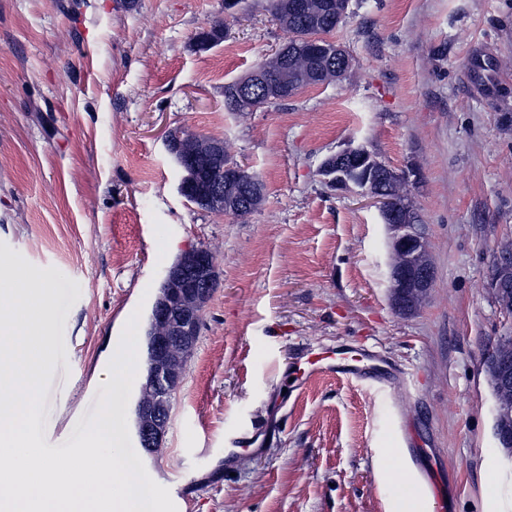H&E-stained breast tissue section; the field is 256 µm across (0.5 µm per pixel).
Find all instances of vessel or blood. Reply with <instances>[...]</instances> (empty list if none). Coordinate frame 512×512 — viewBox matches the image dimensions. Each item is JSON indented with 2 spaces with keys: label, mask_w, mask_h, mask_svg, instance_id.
I'll use <instances>...</instances> for the list:
<instances>
[{
  "label": "vessel or blood",
  "mask_w": 512,
  "mask_h": 512,
  "mask_svg": "<svg viewBox=\"0 0 512 512\" xmlns=\"http://www.w3.org/2000/svg\"><path fill=\"white\" fill-rule=\"evenodd\" d=\"M336 374L349 376L384 392L389 391L399 378L395 365L370 350L346 347L318 353L306 350L298 354L288 370V388L293 391L320 376ZM397 434L399 451L406 458L413 479L428 491L433 512H446L448 491L445 484L421 456L412 433L401 425ZM274 435L275 429L269 425L237 434L227 440L224 457L232 459L241 449L260 450Z\"/></svg>",
  "instance_id": "b4317fda"
}]
</instances>
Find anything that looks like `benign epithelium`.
<instances>
[{
  "instance_id": "obj_1",
  "label": "benign epithelium",
  "mask_w": 512,
  "mask_h": 512,
  "mask_svg": "<svg viewBox=\"0 0 512 512\" xmlns=\"http://www.w3.org/2000/svg\"><path fill=\"white\" fill-rule=\"evenodd\" d=\"M336 2L326 0L321 14L313 15L309 0H288V14L308 20L311 26L325 29L336 26ZM298 50L289 41L280 49V76L270 82L262 69L256 68L236 80L237 105L251 101L257 90L267 101L285 100L295 95L296 84L288 57ZM330 68L340 73L351 66L349 53L334 45L328 53ZM170 154L180 153L178 162L195 168L200 179L197 187L215 213H224V198L238 203V210L254 208L253 196L244 193L246 179L241 168L224 167V182L210 179L223 160V143L211 142L183 127L172 129L165 139ZM336 161V186L349 187L346 175L368 161L361 149H346L332 156ZM374 171L359 181L361 195L379 206L384 223L393 229L392 249L395 263L390 272L389 294L396 311L403 315L415 312L433 287L435 276L427 244L415 224L407 203L389 193L383 184L395 172L389 166L373 161ZM491 288L504 311L512 309V250L495 253L492 262ZM162 293L155 301L151 315L153 352L149 366V384L141 388L136 412V435L143 446L157 452L162 447L170 414L160 411L156 393L172 400L181 383L182 362L189 337L196 336L203 311L216 285V260L212 253L197 247L182 254L165 272ZM486 369L495 397L493 431L503 448L512 446V336L502 337L486 356Z\"/></svg>"
}]
</instances>
